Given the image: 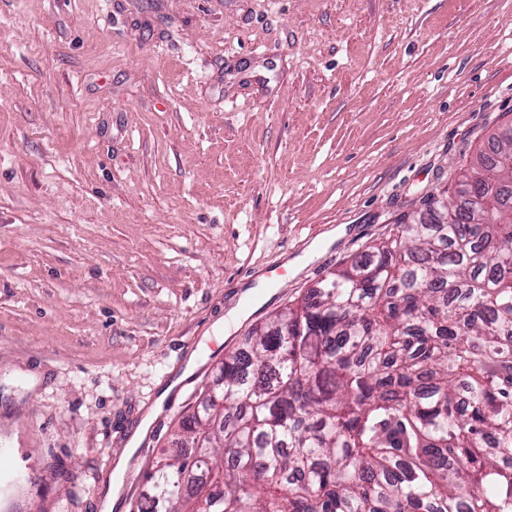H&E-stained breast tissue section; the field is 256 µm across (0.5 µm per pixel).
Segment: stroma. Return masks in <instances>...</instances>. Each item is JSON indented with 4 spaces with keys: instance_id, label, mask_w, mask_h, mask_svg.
<instances>
[{
    "instance_id": "obj_1",
    "label": "stroma",
    "mask_w": 512,
    "mask_h": 512,
    "mask_svg": "<svg viewBox=\"0 0 512 512\" xmlns=\"http://www.w3.org/2000/svg\"><path fill=\"white\" fill-rule=\"evenodd\" d=\"M510 123L512 0H0V512H130L251 327Z\"/></svg>"
}]
</instances>
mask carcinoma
Masks as SVG:
<instances>
[{
	"mask_svg": "<svg viewBox=\"0 0 512 512\" xmlns=\"http://www.w3.org/2000/svg\"><path fill=\"white\" fill-rule=\"evenodd\" d=\"M444 194L249 332L137 512H512V133Z\"/></svg>",
	"mask_w": 512,
	"mask_h": 512,
	"instance_id": "cac0c4a2",
	"label": "carcinoma"
}]
</instances>
